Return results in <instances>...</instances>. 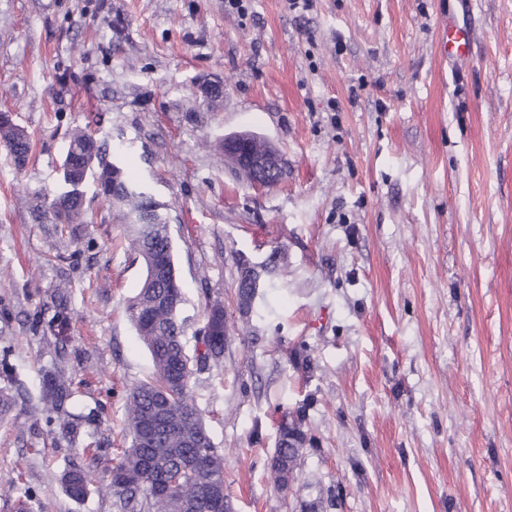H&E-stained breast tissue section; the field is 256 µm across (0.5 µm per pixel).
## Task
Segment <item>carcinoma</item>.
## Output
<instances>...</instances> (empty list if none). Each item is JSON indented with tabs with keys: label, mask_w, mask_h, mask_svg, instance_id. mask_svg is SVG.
<instances>
[{
	"label": "carcinoma",
	"mask_w": 512,
	"mask_h": 512,
	"mask_svg": "<svg viewBox=\"0 0 512 512\" xmlns=\"http://www.w3.org/2000/svg\"><path fill=\"white\" fill-rule=\"evenodd\" d=\"M0 145L16 166H25L32 146L23 128L0 123ZM105 155V144L87 128L74 127L62 163L61 192L45 212L53 224L84 223L83 196L74 195L72 185L91 180L112 199L113 219L131 225V250L139 257L152 251L165 266L156 287L140 288L127 305L137 335L152 356L156 375L130 393L126 406L130 447L112 468L105 489L121 512H213L212 492H224V458L194 403L190 380L194 368H205L224 356V306H207L210 333L197 341L194 356H189L183 342L184 322L178 315L183 293L168 234L169 217L128 168L106 161ZM237 266L238 301L248 307L262 274L270 272V267L253 266L243 256ZM70 385L61 368L48 371L41 389L43 409L66 412L73 396ZM284 438L287 447L276 445L271 458V469L281 487L288 480V449L302 447L305 434L300 426L285 423L279 433V439ZM96 477V466L90 460L68 465L60 483L70 498L80 500ZM161 478L168 481L170 490L159 497L154 487Z\"/></svg>",
	"instance_id": "cac0c4a2"
}]
</instances>
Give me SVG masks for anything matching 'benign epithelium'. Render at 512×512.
Returning <instances> with one entry per match:
<instances>
[{
	"instance_id": "7a95c632",
	"label": "benign epithelium",
	"mask_w": 512,
	"mask_h": 512,
	"mask_svg": "<svg viewBox=\"0 0 512 512\" xmlns=\"http://www.w3.org/2000/svg\"><path fill=\"white\" fill-rule=\"evenodd\" d=\"M224 161L243 176L254 190H264L280 180L285 168L282 156L261 135L238 131L224 136Z\"/></svg>"
}]
</instances>
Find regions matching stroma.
<instances>
[{
  "label": "stroma",
  "mask_w": 512,
  "mask_h": 512,
  "mask_svg": "<svg viewBox=\"0 0 512 512\" xmlns=\"http://www.w3.org/2000/svg\"><path fill=\"white\" fill-rule=\"evenodd\" d=\"M446 20L473 29L466 63ZM0 111L32 139L21 168L0 147V512H115L59 474L93 456L107 482L154 377L129 225L91 181L85 223L39 217L78 124L167 207L187 351L226 312L191 387L233 512H512V0H0ZM242 130L284 157L276 186L219 160ZM241 255L277 259L246 312ZM57 364L96 413L75 439L40 401ZM285 422L306 435L287 491ZM287 438V447H281L282 439ZM305 442V434L298 425H289L284 423L280 428L279 439L271 458V469L276 476V481L280 487H285L288 480L290 488L293 480V474L288 478V448H302Z\"/></svg>",
  "instance_id": "1"
}]
</instances>
